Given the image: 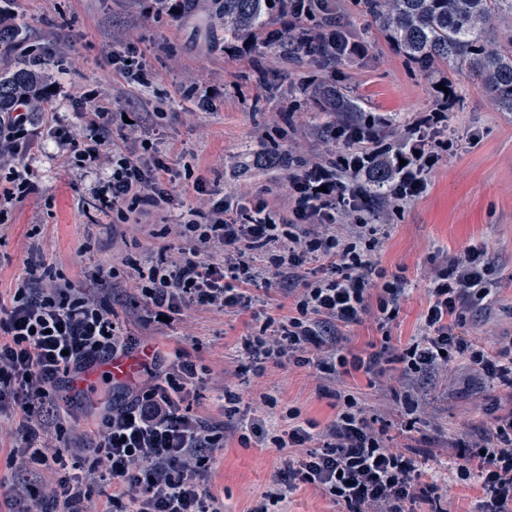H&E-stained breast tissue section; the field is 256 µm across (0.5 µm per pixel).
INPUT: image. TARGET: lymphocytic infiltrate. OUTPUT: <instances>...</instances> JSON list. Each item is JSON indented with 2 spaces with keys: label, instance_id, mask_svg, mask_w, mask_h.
Instances as JSON below:
<instances>
[{
  "label": "lymphocytic infiltrate",
  "instance_id": "f902f5d3",
  "mask_svg": "<svg viewBox=\"0 0 512 512\" xmlns=\"http://www.w3.org/2000/svg\"><path fill=\"white\" fill-rule=\"evenodd\" d=\"M442 119L432 112L415 122L416 139L400 154L399 200L422 193L424 172L448 150V142L432 137ZM44 122L27 97L0 114V172L7 174L0 206L37 193L29 171L17 164L22 150L36 145ZM111 127L108 108L92 105L85 122L66 130L59 145L98 174L94 200L122 219L149 223L152 209L163 205L179 212L173 226L184 243L179 260L161 257L144 266L129 258L123 269L109 271L124 277L146 323L190 306L247 312L252 327L241 348L249 358L304 367L312 349L323 345L325 328L369 319L384 329L395 320L408 279L380 266L377 225L360 223L345 239L335 227L337 213L364 209L366 196L358 187L367 183L371 162L382 152L371 128L345 129L354 150L340 168L307 167L292 175L283 218L264 203L247 211L225 201L206 210L185 206L172 193L170 167L152 142L141 139L138 153L107 146ZM313 263L321 271L315 279L304 273ZM49 274L43 258H28L25 277L0 295V423L15 424L23 441L9 453V477L0 479L9 512H83L79 475L69 471L63 449L43 437L54 424L58 399L83 405L87 392L75 385L79 374L101 357L135 353L142 360L139 372L113 382L112 405L90 434L93 471L112 487L103 512H224L223 502L202 484L224 446L223 427L183 407L200 378L196 363L183 348L163 352L129 333L114 308L87 289L63 278L44 287ZM282 282L290 284L292 301L288 314L275 317L258 302ZM491 285L484 249L468 246L431 278L421 336L399 348L381 344L365 357L331 347L319 368L335 376L371 374L380 363L395 362L414 375L465 361L512 387V347L493 356L459 332L465 302L487 298ZM336 399V415L323 430L291 408L279 419L250 423L241 440L292 449L285 460L289 476L348 512H409L419 499L433 503L432 512H446L436 484L422 481L425 460L386 448L383 431L374 428L352 393L337 392ZM458 457L456 477L477 485L483 512H506L512 503V411H497L492 434L462 446ZM43 470L51 480L32 489L33 475Z\"/></svg>",
  "mask_w": 512,
  "mask_h": 512
}]
</instances>
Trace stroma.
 Returning <instances> with one entry per match:
<instances>
[{
    "label": "stroma",
    "mask_w": 512,
    "mask_h": 512,
    "mask_svg": "<svg viewBox=\"0 0 512 512\" xmlns=\"http://www.w3.org/2000/svg\"><path fill=\"white\" fill-rule=\"evenodd\" d=\"M12 6L20 23L19 46L0 47V67L19 57L46 63L59 85L46 111L75 123L76 113L84 109L75 97L81 91L93 93L113 111L143 113L147 129L161 144L178 147L170 165L191 162L215 198L249 208L265 200L285 208L290 171L251 169L249 152L280 144L305 158L334 160L350 151L343 142L323 138L324 113L296 106L287 93L293 84L320 82L324 68L309 60L287 65L263 56L255 45L227 51L223 29L209 25L205 9L176 20L156 12L151 0H12ZM336 24L356 35L364 48L362 55L337 65L336 82L358 94L372 113L392 119L381 145L411 137L413 123L429 112L446 113V127L459 141L456 150L442 153L425 172V192L404 202L396 215H364L379 227L380 266L405 272L411 282L389 327L391 346L406 345L419 335L432 268L469 245L485 248L495 269V295L488 301L470 300L464 332L491 352L512 344V112L500 111L463 67L451 73L453 94L445 96L437 87L439 72L407 66L355 0H339ZM116 46L145 58L156 74L151 86L116 76ZM194 87L214 88L209 103L188 97ZM42 137V149L24 159L40 191L9 207V227L0 238V292L23 276L30 254L55 264L75 287H95L100 269L122 266L129 256L144 257L149 231L173 219L157 210L152 225L122 223L117 214L94 204L78 158L58 155L54 123L45 124ZM103 297L133 334L165 348L181 346L204 367L191 408L224 425V446L205 486L223 500L224 512H250L263 503L284 469L283 453L257 442L242 445L240 417H225L221 396L228 388L241 394V417H277L295 407L302 418L323 426L336 410L334 397L323 389L322 373L312 365L272 360L259 371L246 368L245 356L236 349L248 331L249 313L192 307L171 325L147 328L124 280L114 281ZM339 383L354 392L367 417L384 430L387 447L409 445L437 456L435 480L452 512H481L478 490L455 477L456 453L461 443L490 433L493 416L487 406L497 401L512 407V388L485 379L474 388L452 391L441 375L408 380L396 364L369 377L344 376ZM410 387L418 393V406L404 399ZM267 396L276 399V406L264 405ZM48 441L68 449L69 465L85 476L90 512H98L112 488L90 473L81 452L87 439L64 429L51 433Z\"/></svg>",
    "instance_id": "stroma-1"
}]
</instances>
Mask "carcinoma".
I'll return each instance as SVG.
<instances>
[{
	"label": "carcinoma",
	"mask_w": 512,
	"mask_h": 512,
	"mask_svg": "<svg viewBox=\"0 0 512 512\" xmlns=\"http://www.w3.org/2000/svg\"><path fill=\"white\" fill-rule=\"evenodd\" d=\"M357 6L410 67L428 71L436 64L450 70L464 65L501 111L512 112V0H357ZM288 12V0H222V10L211 15L224 25L226 44L252 42L285 63L309 58L326 69L344 61L330 47L328 22H314V13L292 20ZM44 82L35 59L0 68V113L13 111L23 95L40 93ZM288 93L333 115L329 133L345 124L376 121L358 96L331 80L314 86L300 83ZM404 145L399 141L386 147L374 161L369 189L376 204L388 206L394 199L395 153ZM264 153L282 168L300 169L304 164L280 147Z\"/></svg>",
	"instance_id": "obj_1"
}]
</instances>
